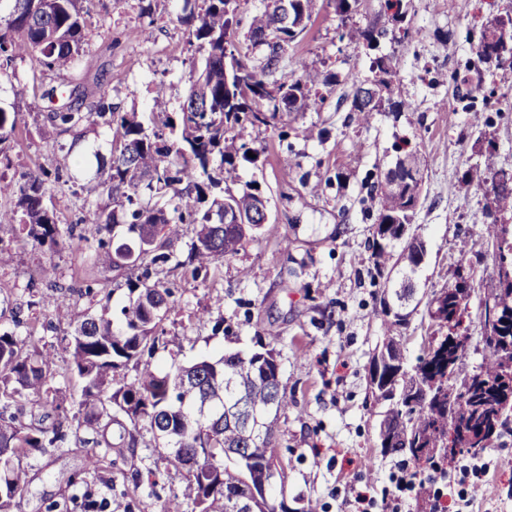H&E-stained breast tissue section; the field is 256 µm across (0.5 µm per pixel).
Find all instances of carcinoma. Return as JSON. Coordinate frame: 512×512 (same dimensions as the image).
<instances>
[{"mask_svg": "<svg viewBox=\"0 0 512 512\" xmlns=\"http://www.w3.org/2000/svg\"><path fill=\"white\" fill-rule=\"evenodd\" d=\"M82 2L0 0V87L8 86L14 101L29 94L28 84L11 69L16 60L34 59L55 73L80 68L87 44ZM314 2L266 0L262 12L250 14L243 44L238 28L248 0H182L178 21L189 46L203 56L183 103L200 100L206 103L202 111L181 107L173 114L156 97L146 113L123 112L110 98L112 74L105 70L92 88L73 80L60 93H49L51 105L38 116L43 128L71 137L65 162L18 180L0 173V230L17 225L34 248L89 253L102 274L119 277L129 270L136 275L127 279L124 298L115 300L96 275L73 273L66 282L54 264L30 273L31 285H44L36 301L45 311L43 330L56 329L55 319L68 309L67 295L90 304L71 313L73 330L62 356L29 332L30 322L18 312L0 324V512H21L30 484L27 459L49 448H80L85 470L97 471L96 449L120 458L134 453L143 425L162 441L168 464L189 481L191 507L173 496L162 512H228L227 504L238 499L250 500L253 512H316L301 496L294 498L300 507L291 509L264 494L272 478L276 423L292 405L281 383L276 340L218 358L174 357L166 368L143 362L164 334V322L178 312L175 272L205 281L262 234L224 228L225 209L247 216L263 195L252 185L232 189L239 182L236 159L253 161L252 148L242 141L244 130L277 121L285 135L293 113L318 112L325 105L320 87L327 78L301 57L290 66L282 63L306 32ZM398 43V52L371 65L385 88L399 75L404 53L416 48L407 34ZM495 52L496 45L479 34L471 62L478 75L500 69L503 61ZM379 105L363 106L355 95L350 111L364 124ZM25 127L22 112L0 108V153ZM103 127L112 133L109 161L87 145L85 154L74 155L87 131ZM395 150L423 178L419 150L407 142ZM80 180L89 181L97 200H84L75 222L57 223L45 202L47 186ZM376 189L375 266L382 273L391 262L402 265L401 286L383 289L379 299L387 337L368 369L374 402L388 403L380 421L382 452L409 455L419 463L420 450L448 447L452 431L456 448L480 443L487 448L512 420V282L498 281L482 302L483 362L457 392L450 380L469 348L448 339V325L432 313L436 308L458 325L469 316V292L457 281L428 299L427 315L438 339L408 365L393 330L416 311L414 276L426 249L414 232L419 249L394 256L399 237L386 225L412 224L422 184L397 196L382 171ZM187 231L191 236L179 254L176 246ZM484 234L497 269L506 262L512 269V240H501L500 224L486 225ZM94 305L101 311H92ZM130 365L133 378L127 374ZM61 369L79 380V397L69 400L52 386ZM28 404L38 408L35 423L25 419Z\"/></svg>", "mask_w": 512, "mask_h": 512, "instance_id": "1", "label": "carcinoma"}]
</instances>
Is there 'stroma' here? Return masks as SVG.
<instances>
[{
  "label": "stroma",
  "mask_w": 512,
  "mask_h": 512,
  "mask_svg": "<svg viewBox=\"0 0 512 512\" xmlns=\"http://www.w3.org/2000/svg\"><path fill=\"white\" fill-rule=\"evenodd\" d=\"M404 2L406 19L398 23L381 0H360L344 16L337 14L334 0H317L292 54L327 76L328 104L320 112L298 113L284 139L271 126L245 131L259 156L253 163L239 161L241 182L258 184L269 201L271 222L259 242L224 262L214 277L180 282L179 313L166 321L152 361L160 366L176 353L187 360L249 351L258 340H275L281 379L294 404L279 421L276 451L286 480L272 483L271 498L301 494L317 501L318 512H357V495L365 492L368 512H418V486L409 477L418 469L429 478L431 501L441 512H512V431L480 457L459 455L442 472L417 468L405 455L382 454L378 446L380 416L371 407L368 368L385 337L379 295L387 283L372 257L375 173L394 163L393 145L403 138L419 146L427 160L414 216L427 254L416 286L420 298H428L451 281L459 259L471 262V349L463 369L472 373L482 361L479 300L496 285L483 238L496 214L489 184L471 182L470 174L490 150L500 169L512 171V69L496 70L490 111L471 109L478 76L468 65L467 33L478 24V0ZM180 7L179 0H154L148 18L140 15L137 0H88L82 79L108 69L112 99L127 111H145L159 95L179 107L190 72L202 58L176 22ZM344 25L375 31L402 26L417 33L416 52L405 56L398 78L382 93L399 104V112H375L359 125L348 104L340 103V95L351 91L346 73L369 77L373 59L399 49L387 38L347 44L339 38ZM133 29L143 30V37L125 40ZM15 69L33 84L28 99L18 104L27 114L46 109V90L68 81L30 59ZM445 73L455 75V82L438 83ZM283 153L293 161L287 173L276 163ZM7 154L8 173L17 176L54 167L60 152L31 123ZM47 260L66 273L80 257L66 250L50 257L12 248L8 262L0 264V284L13 288L14 297L0 300V312L29 303L28 272ZM200 310L205 318L194 320ZM141 439L135 456L115 461L107 475L85 471L82 454L71 448L32 458L23 512H66L76 478L105 493L112 512H161L168 498L184 494L187 482L179 477L154 486L136 482V473L154 467L158 457L153 434L142 430Z\"/></svg>",
  "instance_id": "1"
}]
</instances>
